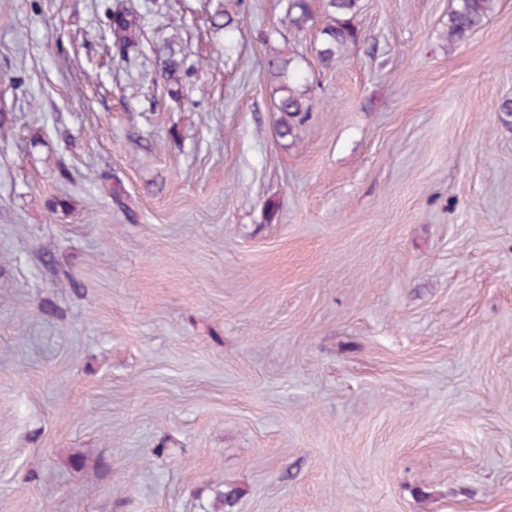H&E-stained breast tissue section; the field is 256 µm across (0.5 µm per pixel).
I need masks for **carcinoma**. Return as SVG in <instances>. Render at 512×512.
I'll list each match as a JSON object with an SVG mask.
<instances>
[{"label":"carcinoma","instance_id":"cac0c4a2","mask_svg":"<svg viewBox=\"0 0 512 512\" xmlns=\"http://www.w3.org/2000/svg\"><path fill=\"white\" fill-rule=\"evenodd\" d=\"M311 0H288L284 22L303 30L315 22ZM496 0H453L448 11V46H455L485 25L490 19ZM362 8L361 0H322L325 22L320 29V47L317 54L323 67L328 68L349 50L358 46L361 32L355 20ZM212 27L230 34L238 29V21L223 10L211 16ZM108 27L112 34V48L116 53L127 55L139 47L137 30L138 15L129 10H116L108 15ZM161 59L162 78L173 86V93L181 91L185 73L184 59L176 57L172 42L157 48ZM269 73L279 81L276 111L279 112L277 130L282 139H295L297 130L308 118L311 106L306 94L308 84L301 82L298 61L294 57L273 55L268 61Z\"/></svg>","mask_w":512,"mask_h":512}]
</instances>
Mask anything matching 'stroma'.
Instances as JSON below:
<instances>
[{
	"label": "stroma",
	"mask_w": 512,
	"mask_h": 512,
	"mask_svg": "<svg viewBox=\"0 0 512 512\" xmlns=\"http://www.w3.org/2000/svg\"><path fill=\"white\" fill-rule=\"evenodd\" d=\"M285 7L0 0V512H512V0ZM311 0H289L284 22L297 30H303L315 22V15L311 10ZM361 8V0H322L325 22L319 31L317 54L323 67H330L360 43L361 32L355 20ZM448 11V46H455L485 25L496 0H453ZM108 27L112 34V48L115 53L128 55L130 51L139 47L137 30L139 28L138 15L129 10H116L108 15ZM156 51L157 57L161 59L162 78L168 85L177 87L176 89L172 88V92L178 95L181 91L182 76L186 72L184 58L176 57V52L170 41L163 43ZM269 73L279 81L276 93V112H279L277 130L280 138L295 139L297 130L308 118L311 106L306 94L310 91L307 79L299 77L298 61L295 57L273 55L268 61ZM301 88V89H300Z\"/></svg>",
	"instance_id": "35a3bbf8"
}]
</instances>
